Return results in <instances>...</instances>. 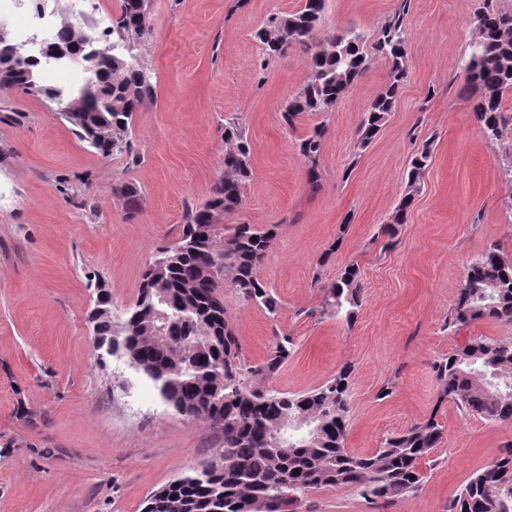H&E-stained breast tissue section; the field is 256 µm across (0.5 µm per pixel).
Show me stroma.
I'll list each match as a JSON object with an SVG mask.
<instances>
[{
	"instance_id": "obj_1",
	"label": "stroma",
	"mask_w": 512,
	"mask_h": 512,
	"mask_svg": "<svg viewBox=\"0 0 512 512\" xmlns=\"http://www.w3.org/2000/svg\"><path fill=\"white\" fill-rule=\"evenodd\" d=\"M302 0H150L153 36L135 53L154 98L134 115L130 154L105 158L81 141L55 104L0 93V512H143L173 478L197 470L219 440L210 423L175 413L126 361L98 365L87 316L104 284L115 310L136 300L145 265L204 205L224 164V124L238 119L253 145L242 203L224 225H278L259 276L277 317L223 293L229 324L251 360L274 335L296 351L273 388L303 393L343 364L353 368L349 451L374 452L387 435L435 419L442 440L421 469L420 491L385 512H446L449 499L512 441V425L462 415L438 398L432 362L470 338L512 341V325L446 329L468 264L490 246L512 259V134L484 137L458 67L474 33L476 0H410L407 77L367 147L359 125L389 81L367 69L330 112L286 124L281 112L306 84L298 50L260 63L256 31ZM400 0H326L325 34L355 27L375 41ZM323 129L319 181L299 151ZM431 161L409 181L410 160ZM131 184L143 204L127 214L112 187ZM409 200L397 244L382 234ZM332 260L319 265L323 251ZM363 304L352 323L320 317L323 288L349 262ZM389 397H380L383 387ZM32 411L17 416L18 406ZM297 512H372L353 490L304 491Z\"/></svg>"
}]
</instances>
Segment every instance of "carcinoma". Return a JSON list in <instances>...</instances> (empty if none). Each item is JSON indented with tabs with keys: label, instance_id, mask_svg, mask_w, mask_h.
Instances as JSON below:
<instances>
[{
	"label": "carcinoma",
	"instance_id": "carcinoma-1",
	"mask_svg": "<svg viewBox=\"0 0 512 512\" xmlns=\"http://www.w3.org/2000/svg\"><path fill=\"white\" fill-rule=\"evenodd\" d=\"M407 0L381 27L372 49L391 63L385 89L372 101L360 126V143L377 135L396 104L407 75L405 45ZM325 0H303L294 13L272 14L256 38L266 56L299 49L310 75L282 112L291 125L305 112H330L366 69L365 35L357 29L326 33L317 27ZM89 32L64 20L56 26L55 45L81 43ZM105 36L129 50L99 49L96 68L77 91L40 83L41 65L33 72L0 70V85L45 98L74 111L61 116L80 140L103 157L130 149L133 114L155 93L151 73L132 48L152 36L148 0H120L119 13ZM474 98V117L484 136L502 139L512 128V113L502 96L512 90V9L499 0H480L475 35L461 60ZM224 171L208 202L189 210L180 237L160 247L144 269L136 301L119 312L99 288L92 319L97 350L120 354L136 374L150 382L162 400L179 414L204 418L219 434L220 448L202 467L176 478L146 500L144 512H294L298 494L324 487L356 491L373 509L417 493L420 465L442 439L435 419L417 423L369 454L345 448L349 425L352 368L345 364L319 387L304 393L277 390L273 379L295 351L293 338L276 335L265 358L249 360L229 325L223 290L230 286L247 303L276 317L280 302L258 276L272 249L276 227L253 224L226 227L215 216L237 210L240 186L248 177L252 145L239 123L224 125ZM322 131L301 140L299 149L316 182ZM423 145L411 160L410 179L428 166ZM128 212L137 211L140 192L130 184L114 188ZM230 234H224V231ZM356 263L350 262L324 288L320 314L351 323L362 304ZM167 322L166 334L153 330ZM494 320L512 323V260L491 247L465 269L448 327ZM439 399L465 415L512 423V341L478 336L432 362ZM448 512H512V443L488 465L474 472L448 500Z\"/></svg>",
	"mask_w": 512,
	"mask_h": 512
}]
</instances>
